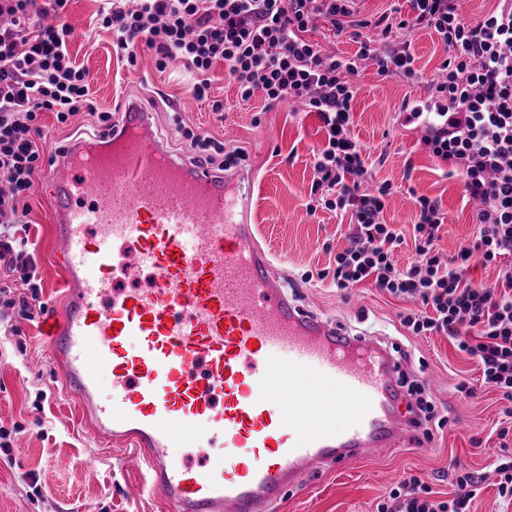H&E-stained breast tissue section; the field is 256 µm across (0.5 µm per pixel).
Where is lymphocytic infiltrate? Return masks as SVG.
<instances>
[{"label": "lymphocytic infiltrate", "mask_w": 512, "mask_h": 512, "mask_svg": "<svg viewBox=\"0 0 512 512\" xmlns=\"http://www.w3.org/2000/svg\"><path fill=\"white\" fill-rule=\"evenodd\" d=\"M68 0H0V268L19 279L22 293L0 285V308L35 320L44 307L36 265L27 251L29 222L20 203L33 186L45 136L43 113L68 124L87 101V70L69 57L72 29L50 23V13ZM353 0H110L102 14L114 44L128 64L138 49L152 51L158 69L180 62L193 74L191 91L204 99L209 72L224 61L242 99L262 93L271 103L291 99L316 113L325 141L315 150L309 212L317 208L349 215L355 231L336 255L333 281L346 289L365 280L393 298L419 304L402 317L413 335L442 333L476 359L484 384L499 391L512 417V0L478 22L464 20L460 0H410L401 16L382 14L352 21ZM350 32L360 47L352 58L323 53L304 37L316 19ZM382 41L362 36L367 26ZM426 28L448 47L442 79L426 99L404 102L397 123L422 133L424 147L449 176L458 178L476 206L477 235L471 247L443 261L437 249L445 214L438 201L417 200L412 226L414 258L398 267L393 250L404 238L383 217L390 184L368 189L372 178L364 145L352 136L353 78L361 61L380 75L413 80L414 59L396 49L402 30ZM193 159L218 168L235 167L242 152L225 151L212 137L177 125ZM500 264L494 284L475 283L470 264ZM457 493L432 497L428 484L412 476L392 488L377 512H469L481 485L479 474L456 473Z\"/></svg>", "instance_id": "f902f5d3"}]
</instances>
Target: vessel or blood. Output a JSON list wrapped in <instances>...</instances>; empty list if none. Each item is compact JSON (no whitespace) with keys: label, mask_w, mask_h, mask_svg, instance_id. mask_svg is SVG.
I'll list each match as a JSON object with an SVG mask.
<instances>
[{"label":"vessel or blood","mask_w":512,"mask_h":512,"mask_svg":"<svg viewBox=\"0 0 512 512\" xmlns=\"http://www.w3.org/2000/svg\"><path fill=\"white\" fill-rule=\"evenodd\" d=\"M48 175L68 284L44 330L56 377L103 442L143 456L168 512H275L320 472L429 446L420 413L400 408L393 345L288 293L245 170L191 163L128 102ZM134 267L154 272L148 291L120 287Z\"/></svg>","instance_id":"obj_1"}]
</instances>
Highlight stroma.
Wrapping results in <instances>:
<instances>
[{"mask_svg":"<svg viewBox=\"0 0 512 512\" xmlns=\"http://www.w3.org/2000/svg\"><path fill=\"white\" fill-rule=\"evenodd\" d=\"M106 0H69L60 17L73 34L68 50L90 76L91 109L71 125L42 116L45 156L74 136L102 130L101 116L113 113L119 98L144 104L170 148L181 151L173 117L195 132L244 149L242 166L254 176L258 237L286 271L284 281L300 304L341 322L355 332L384 334L400 343L411 361H423L429 391L446 426L428 448H401L351 469L314 477L302 490L286 494L277 512H376L381 496L403 478H424L437 498L455 491L452 462L483 476L470 512H512L496 490L492 464L501 452L496 430L504 421L498 391L483 386L475 360L459 352L443 334L416 337L401 324L407 302L380 293L371 281L340 291L333 284L336 255L349 245V219L326 209L307 213L314 177L313 151L325 140L315 114L288 103H268L262 94L242 99L238 83L224 63L210 74L204 100L190 93V73L175 65L158 70L148 52L128 66L113 47L110 31L96 15ZM406 43L420 74L418 83L378 75L363 62L352 102V135L365 145L377 181L391 184L384 217L410 235L416 200H438L447 220L439 248L450 255L471 246L476 236L473 204L460 183L445 175L415 130L401 128L396 114L408 99L426 96L428 83L449 58L448 48L429 29L411 32ZM221 101L223 114L211 109ZM30 241L42 279L47 313L61 306V270L54 254L49 192L34 176L26 199ZM41 320L13 313L0 320V426L16 431L9 453L0 452V512H165L145 486L146 469L133 449L108 448L77 417V400L54 379V368L41 340ZM467 381L471 394L458 392Z\"/></svg>","mask_w":512,"mask_h":512,"instance_id":"35a3bbf8","label":"stroma"}]
</instances>
